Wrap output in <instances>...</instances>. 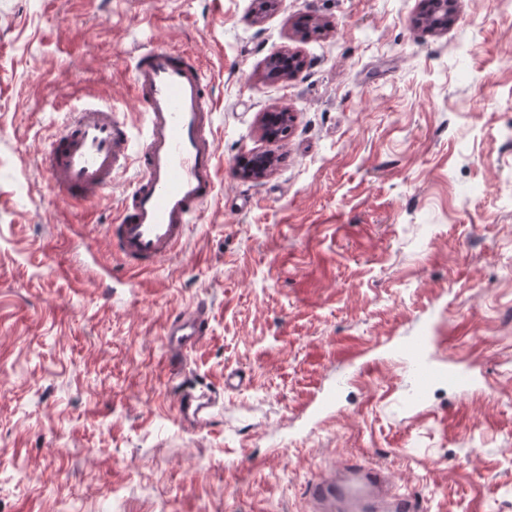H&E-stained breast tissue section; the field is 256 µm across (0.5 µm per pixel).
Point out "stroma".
Here are the masks:
<instances>
[{"instance_id":"1","label":"stroma","mask_w":512,"mask_h":512,"mask_svg":"<svg viewBox=\"0 0 512 512\" xmlns=\"http://www.w3.org/2000/svg\"><path fill=\"white\" fill-rule=\"evenodd\" d=\"M260 2L0 0V512H313L356 458L426 512H512V11L452 0L431 30L429 0ZM154 44L205 66L217 194L178 255L105 286L62 228L111 262L131 174L75 203L38 163L90 99L141 139ZM287 53L300 74L270 77ZM200 302L171 374L167 319ZM422 336L476 391L415 400ZM200 387L219 405L189 430L176 394Z\"/></svg>"}]
</instances>
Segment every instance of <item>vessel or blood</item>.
I'll return each instance as SVG.
<instances>
[{
	"mask_svg": "<svg viewBox=\"0 0 512 512\" xmlns=\"http://www.w3.org/2000/svg\"><path fill=\"white\" fill-rule=\"evenodd\" d=\"M131 72L145 116L141 146H134L128 124L114 108L92 104L55 133L40 165L52 187L74 202L101 197L117 175L135 169L102 236L125 265L143 270L176 256L194 219L214 199L218 147L209 84L192 53L153 46L135 58ZM207 331L204 305L170 315L166 339L173 369L181 368ZM426 348L423 338L408 348L420 366L417 391L437 378L467 387L455 368L426 364ZM216 405V395L207 389L177 394L178 414L197 427L210 422ZM308 495L316 512H423L417 496L397 491L387 470L367 461L337 462L310 484Z\"/></svg>",
	"mask_w": 512,
	"mask_h": 512,
	"instance_id": "obj_1",
	"label": "vessel or blood"
}]
</instances>
